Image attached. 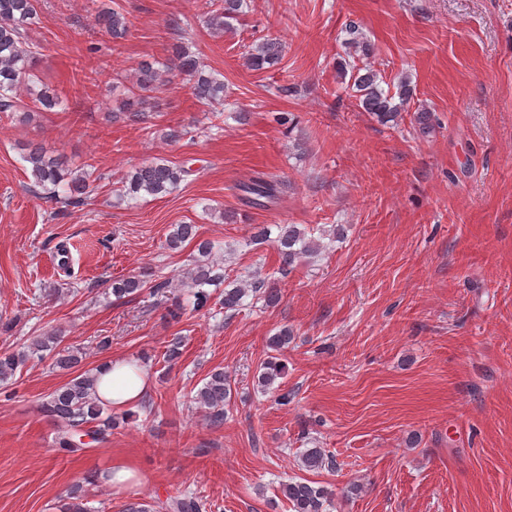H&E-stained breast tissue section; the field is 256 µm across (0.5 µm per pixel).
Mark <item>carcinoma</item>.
<instances>
[{"mask_svg": "<svg viewBox=\"0 0 512 512\" xmlns=\"http://www.w3.org/2000/svg\"><path fill=\"white\" fill-rule=\"evenodd\" d=\"M220 12L212 15L207 26L213 33H226L234 29V23L244 14L246 0H220ZM39 14L36 0H0V112H9L23 122H32L43 112H51L61 105L60 97L44 84L36 74L38 51L26 43L29 27L37 24ZM96 21L112 40H122L129 32V20L120 10L103 7L97 11ZM281 44L273 39L251 45L245 54L246 66L255 71L266 69L281 60ZM176 79L188 83L196 100L211 109L224 105V82L206 71L199 54L182 44L171 47L164 61L142 59L133 68L128 96L121 102L117 113L126 114L132 121H142L149 105V93L157 91ZM352 87L359 93V101L365 111L376 116L379 122L395 121L401 107L412 96L409 78L404 76L398 83L399 103L381 86L374 71L357 70L351 74ZM23 160L28 164L32 185L52 194L67 205H80L95 190L97 178L93 172L71 167L59 156L52 155L42 142L29 141L23 145ZM191 169L177 165L165 158H156L130 172L124 181V196L137 199L143 196L163 197L176 191ZM241 190L250 195L249 202L259 205L261 200L273 201L280 193V183L274 178L255 177L243 184ZM266 227L257 230L255 238L273 240L280 258V274L285 276L303 258L319 253L323 245L320 239L308 234L306 228L296 224L279 226L277 237L270 238ZM195 242L198 257L190 273L194 292L193 306L196 310L208 307L211 294L206 287L224 283L221 300L224 312L235 313L243 306L246 297L254 296L267 305L280 299L276 284L259 275L247 279L226 281L224 267L214 263L211 256L214 244L198 239L196 225L176 224L167 237V246L172 250L181 248L186 242ZM143 281L136 277L112 283V294L123 297L141 289ZM27 354H0V382L12 378L24 365ZM285 366L276 357L261 364L257 376L258 387L273 389L274 383L284 375ZM232 395L228 376L222 370L212 372L197 393L198 403L209 410V420L219 424L224 420V403ZM42 413L63 429L59 448L75 453L85 449L88 436L93 443H104L112 437L117 421L95 394V377L84 373L73 377L64 385L49 393L40 405ZM335 460L320 448H308L302 454V466L307 470L333 468ZM284 497L293 512H326L331 495L322 486L308 482L290 480L282 485ZM170 512H206L207 504L199 497L184 495L168 503Z\"/></svg>", "mask_w": 512, "mask_h": 512, "instance_id": "obj_1", "label": "carcinoma"}]
</instances>
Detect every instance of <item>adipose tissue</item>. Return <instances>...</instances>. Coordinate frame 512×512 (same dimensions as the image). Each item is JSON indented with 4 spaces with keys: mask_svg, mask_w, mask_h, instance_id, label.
I'll return each mask as SVG.
<instances>
[{
    "mask_svg": "<svg viewBox=\"0 0 512 512\" xmlns=\"http://www.w3.org/2000/svg\"><path fill=\"white\" fill-rule=\"evenodd\" d=\"M148 384L146 369L133 360L109 361L96 371V395L103 404L112 407L139 401Z\"/></svg>",
    "mask_w": 512,
    "mask_h": 512,
    "instance_id": "obj_1",
    "label": "adipose tissue"
}]
</instances>
